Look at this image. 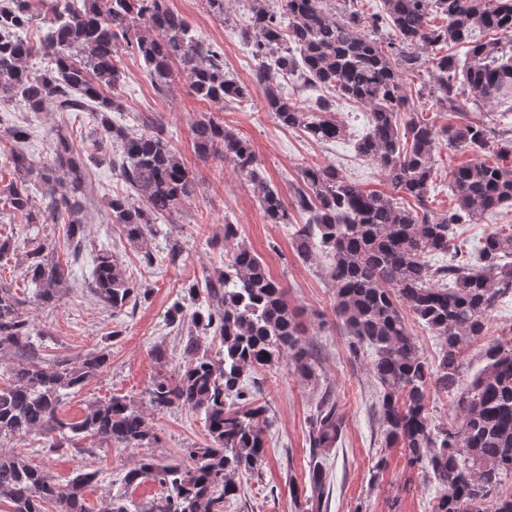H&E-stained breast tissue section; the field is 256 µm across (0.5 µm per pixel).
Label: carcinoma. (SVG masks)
I'll return each mask as SVG.
<instances>
[{
    "mask_svg": "<svg viewBox=\"0 0 512 512\" xmlns=\"http://www.w3.org/2000/svg\"><path fill=\"white\" fill-rule=\"evenodd\" d=\"M46 32L40 46L27 31L36 19L31 0H0V93L18 99L33 115L51 104L60 112H85L112 140L121 155L100 150L99 163L119 170L128 186L108 202L112 223L145 250L157 235V220L196 195L198 180L158 131L129 136L112 122L117 101L104 94L123 81L121 51L142 57L151 83L161 91L179 71L193 92L224 104L251 95L224 72L221 48L195 35L169 0H42ZM249 24L242 37L258 61L254 83L263 105L284 126L302 130L318 142L344 138L331 103L321 98L305 106L282 94L275 75L292 73L305 83L336 91L370 108L368 131L354 143L355 153L376 162L394 198L366 192L332 165L306 166L290 202L264 184L256 153L245 138L211 118L194 123L198 153L229 162L260 192V208L271 224L290 223L289 209L309 213V223L293 225L296 250L309 259L320 248L331 256L329 277L336 290V318L355 351L372 353L371 373L379 386V421L385 446H401L408 462L427 473L434 485L431 512H512V338L483 350L484 368L469 385L460 384L466 349L484 335L488 312L512 293V231L484 237L478 263L459 257L456 225L477 224L488 213L512 207V165L489 164L494 155L512 160V125L498 129L463 111L473 104L512 98V0H379L378 11L362 19L357 9L336 17L327 0H247ZM443 20L434 23L435 18ZM154 31L142 34L143 28ZM388 28L393 37L372 34ZM495 33L478 42L473 31ZM466 48L464 57L455 53ZM452 53L431 58L432 77L421 110L409 107L402 74L422 67L413 48ZM457 115L436 128L422 117L426 108ZM408 112L405 125L399 114ZM17 147L5 164L20 175L0 188L3 201L28 224L64 225L72 260L46 263L43 244L29 252L27 277L35 302L58 300L83 250L79 214L88 199V176L79 148L61 134L50 144L39 174L42 205H36L27 176L35 167L27 151L24 126L7 131ZM473 155L451 171L455 205L445 213L428 208L433 189V157L441 142ZM67 175L62 181L53 171ZM415 201L408 207L401 198ZM93 291L104 306L121 312L149 298L123 271L116 255L100 248L93 257ZM205 305L192 312L180 301L167 312L169 324L188 325L185 361L176 376L159 372L148 388L149 406L158 412L174 406L197 414L210 444L183 449V460L141 457L124 476L126 486L146 481L162 493L143 512H224L237 494L235 478L259 474L264 460L266 409L255 402L243 376L258 367L288 363L312 379L317 355L303 339L285 289L264 262L237 240L236 225L224 224V269L206 277ZM21 301L0 282V351L15 362L0 374V442L23 435L44 438V449L149 448L158 436L144 412L124 396L89 403L77 421L60 413L64 393L81 391L110 364L111 351L92 350L73 366L66 358L48 362L38 353ZM444 339L439 361L421 357L404 312ZM219 337L214 356L206 340ZM452 398L455 417L437 422L429 412L430 393ZM344 420L333 398L316 407L310 436V494L294 495V505L320 509L327 495L324 462L342 442ZM96 473L76 471L61 486L42 466L19 454H0V505L7 512H89L83 491Z\"/></svg>",
    "mask_w": 512,
    "mask_h": 512,
    "instance_id": "cac0c4a2",
    "label": "carcinoma"
}]
</instances>
